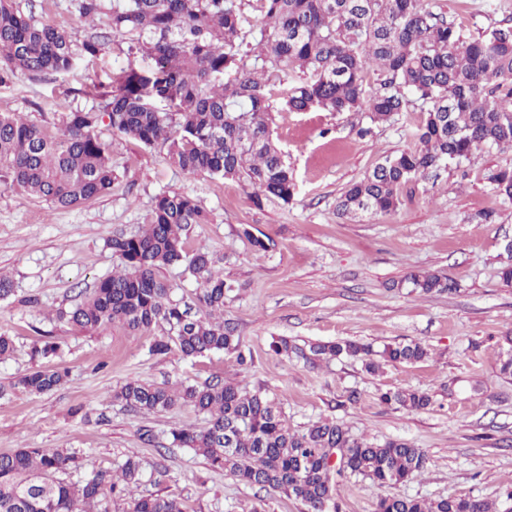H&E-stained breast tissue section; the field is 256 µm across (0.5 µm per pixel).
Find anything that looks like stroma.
Instances as JSON below:
<instances>
[{
	"label": "stroma",
	"mask_w": 512,
	"mask_h": 512,
	"mask_svg": "<svg viewBox=\"0 0 512 512\" xmlns=\"http://www.w3.org/2000/svg\"><path fill=\"white\" fill-rule=\"evenodd\" d=\"M22 14L71 32L77 41L101 37L94 57H80L67 76L31 80L18 76L0 86V113L19 112L55 130L66 112L97 109L92 88L110 85L121 70L149 60L129 52L106 15L86 18L74 0H13ZM430 9L452 21L464 36L512 26V0H429ZM424 115L419 106L374 123L361 112L275 114V135L294 168L291 202L254 204L248 186L205 172L176 169L160 149L113 135L112 165L119 174L111 191L85 205L58 210L41 199L0 188V273L15 294L0 300V333L15 349L0 361V453L21 447L78 453L102 471L128 457L141 463L138 493L179 498L185 512H307L303 502L261 490L212 469L193 450L171 444L172 430L202 428L206 417L190 406L160 413L134 412L112 397L128 380L170 386L219 379L242 390L274 397L291 428L321 419L342 421L371 443L403 439L426 451L418 477L378 489L360 475L337 488L341 512H375L380 496L437 500L471 496L505 503L512 488V376L499 367L512 336V285L498 270L512 242V201L490 181L512 168V147L478 151L463 168L408 185L389 214L353 220L337 212L345 188L383 157L412 146ZM195 198L209 216L192 225L190 248L212 254L235 290L224 300V318L240 335L251 363L232 353L186 358L178 350H152L161 328L139 334L120 326L81 331L55 321L57 310L117 265L107 245L116 234L147 224L155 201L169 190ZM493 213L492 222L483 214ZM271 240L258 251L242 228ZM414 270L449 276L456 292L421 294L404 287ZM56 355H34L43 336ZM301 344L351 339L373 346L416 341L429 355L414 365L366 371L362 361L332 360L309 366L276 354L279 338ZM38 367L65 371L52 392L11 390L19 376ZM429 393L431 407L409 412L380 402L389 389ZM359 401L350 404V392ZM152 430L153 441L143 433Z\"/></svg>",
	"instance_id": "obj_1"
}]
</instances>
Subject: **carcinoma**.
<instances>
[{"label": "carcinoma", "instance_id": "cac0c4a2", "mask_svg": "<svg viewBox=\"0 0 512 512\" xmlns=\"http://www.w3.org/2000/svg\"><path fill=\"white\" fill-rule=\"evenodd\" d=\"M243 0H117L108 21L131 37L150 59L143 69L121 71L102 92L101 110L71 111L57 132L23 116L0 114V185L70 209L112 189V134L146 148L166 150L185 173L207 172L246 182L253 199L287 204L295 196L294 169L272 135V112H356L374 123L388 121L419 95L428 105L416 145L388 155L350 184L338 204L343 217L396 210L402 190L432 173L470 160L481 148L512 146V27L464 38L433 13L426 0H256L258 30L245 27ZM254 37L253 64L243 45ZM103 43L37 23L0 0V84L20 72L33 79L67 75L77 56L97 55ZM375 68L378 88L366 89ZM499 195L512 200V169L491 176ZM208 223L191 196L168 191L157 197L149 224L136 234L114 236L107 245L121 268L79 293V302L58 318L81 330L119 325L131 332L162 323L165 334L153 351L175 348L187 358L240 351L236 329L224 321V297L233 284L213 268L205 252L186 248L182 232ZM183 268L199 288L193 304L172 297L163 270ZM404 283L414 291H453L456 282L430 271H413ZM277 354L294 353L314 364L360 357L370 372L381 363L413 364L429 356L420 343L395 342L375 351L352 340L303 346L286 338ZM58 369H36L13 387L34 395L63 381ZM132 411L158 412L188 404L209 416L203 428L171 432L172 443L200 452L216 470L236 480L303 501L311 512L339 509L335 490L346 474H362L377 488L404 484L424 472V451L403 440L374 444L356 438L344 423L319 420L292 430L276 403L261 390L209 382L182 390L139 380L114 393ZM380 401L408 411L432 405L424 392L389 389ZM83 461L75 453L18 448L0 454V512H96L106 493L126 495L129 512H184L175 496L135 493L140 462L127 459L116 477L92 471L80 486L56 473ZM376 512H512L464 496L427 501L382 496Z\"/></svg>", "mask_w": 512, "mask_h": 512}]
</instances>
